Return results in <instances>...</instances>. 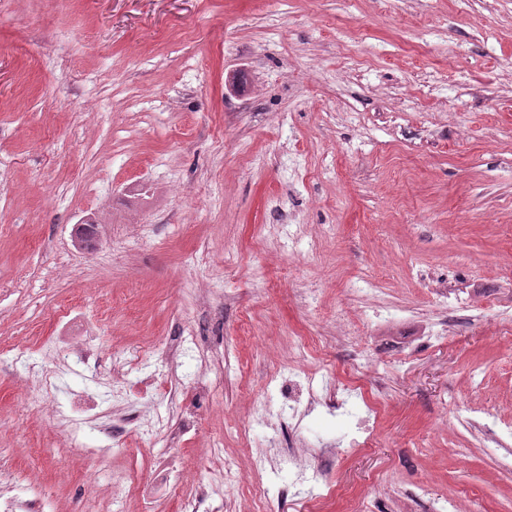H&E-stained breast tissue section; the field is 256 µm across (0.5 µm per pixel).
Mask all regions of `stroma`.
<instances>
[{
    "label": "stroma",
    "mask_w": 512,
    "mask_h": 512,
    "mask_svg": "<svg viewBox=\"0 0 512 512\" xmlns=\"http://www.w3.org/2000/svg\"><path fill=\"white\" fill-rule=\"evenodd\" d=\"M1 158L0 345L40 356L81 297L102 350L60 368L58 400L104 396L118 423L168 415L179 387L198 409L178 444L193 482L229 461L243 476L217 512L300 478L274 452L256 467L271 431L249 411L296 336L374 410L350 451L341 411L301 419L333 454L316 486L337 489L309 512H402L422 481L512 512V454L465 423L512 426V0H0ZM189 333L177 360L155 348ZM355 348L379 373L352 368ZM135 352L153 384L132 375L110 398ZM31 391L0 359V448L47 512H181L153 487L166 456L143 427L95 480L75 459L29 469L24 447L68 439L21 414Z\"/></svg>",
    "instance_id": "stroma-1"
}]
</instances>
